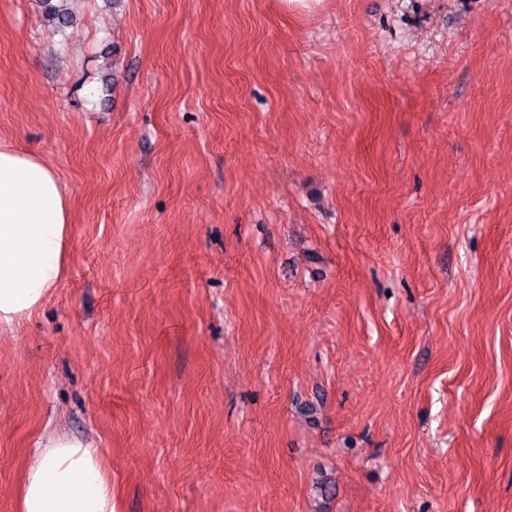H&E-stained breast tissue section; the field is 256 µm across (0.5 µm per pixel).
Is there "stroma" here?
<instances>
[{
  "mask_svg": "<svg viewBox=\"0 0 512 512\" xmlns=\"http://www.w3.org/2000/svg\"><path fill=\"white\" fill-rule=\"evenodd\" d=\"M0 0V138L71 203L0 332L113 512H512V0ZM43 5V18L64 27L70 21L67 2L69 0H38Z\"/></svg>",
  "mask_w": 512,
  "mask_h": 512,
  "instance_id": "stroma-1",
  "label": "stroma"
}]
</instances>
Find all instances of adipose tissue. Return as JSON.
Returning a JSON list of instances; mask_svg holds the SVG:
<instances>
[{
	"instance_id": "1",
	"label": "adipose tissue",
	"mask_w": 512,
	"mask_h": 512,
	"mask_svg": "<svg viewBox=\"0 0 512 512\" xmlns=\"http://www.w3.org/2000/svg\"><path fill=\"white\" fill-rule=\"evenodd\" d=\"M70 222L54 167L0 142V328L30 319L63 281ZM19 512H113L99 449L65 435L48 438L26 468Z\"/></svg>"
}]
</instances>
